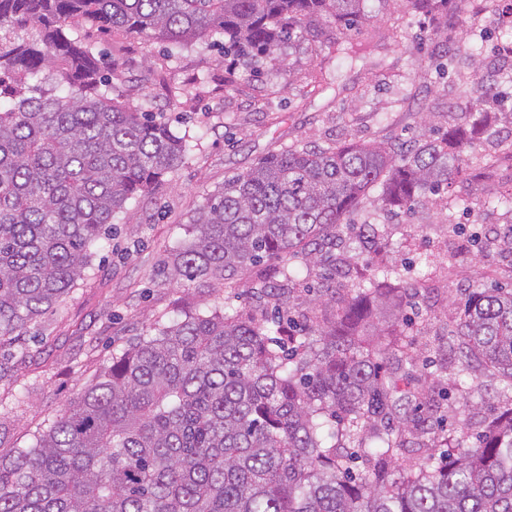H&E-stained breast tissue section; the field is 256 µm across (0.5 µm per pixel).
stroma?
<instances>
[{"label": "stroma", "mask_w": 512, "mask_h": 512, "mask_svg": "<svg viewBox=\"0 0 512 512\" xmlns=\"http://www.w3.org/2000/svg\"><path fill=\"white\" fill-rule=\"evenodd\" d=\"M366 12L375 39L355 64L316 57V48L335 41L339 32L313 16L302 38L282 43L256 71L231 64L201 42L176 48L152 37L102 32L80 20L70 24V37L90 42L111 62L113 98L134 106L150 98L158 121L191 141L177 173L151 199L128 202L116 216L111 237L95 249L89 282L78 283L24 336L0 345V367L11 377L0 386V455L30 447L113 355L154 327L190 310L231 314L255 306L249 270L225 286L196 281L179 287L163 276L171 247L189 238L188 217L226 178L289 146L392 145L425 130L442 133L465 125L479 78L492 84L493 96L512 102V86L493 81L500 16L485 0H452L444 38L435 35L432 15L413 14L407 0H366ZM402 23L422 39L394 52L389 35ZM170 84L192 92L169 100ZM487 124L490 136L469 151L477 165L450 193L430 196L411 213L391 218L382 215L377 191H369L350 216L344 238L358 243L360 225L374 222L378 245L346 277L302 271L295 311H333L335 297L367 278L371 264L387 263L420 289L415 327H427L444 342L453 328L446 310L465 289L511 286L512 250L498 240L512 226L511 211L460 208L452 228L440 217L448 194L476 202L512 187V157L499 147L512 138V115L489 109ZM462 382L452 371L435 385L438 412L449 422L466 419L482 426L491 412L511 405L500 381L479 373L471 381L473 405L464 407Z\"/></svg>", "instance_id": "35a3bbf8"}]
</instances>
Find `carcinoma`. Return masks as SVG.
<instances>
[{"mask_svg": "<svg viewBox=\"0 0 512 512\" xmlns=\"http://www.w3.org/2000/svg\"><path fill=\"white\" fill-rule=\"evenodd\" d=\"M410 4L441 14L448 0ZM312 14L346 31L368 21L365 0H0V344L89 279L114 216L188 151L144 106L109 96L103 61L67 38L68 23L179 47L218 35L245 60L291 40ZM29 25L39 41L20 37ZM367 48L346 36L328 54L353 63ZM482 106L479 94L466 128L408 147L289 146L261 158L194 209L169 283L226 285L277 258L282 280L260 276L250 291L290 308L295 261L349 274L343 229L369 190L385 212L406 213L467 170L488 134ZM393 274L372 268L336 299L333 319L304 333L291 317L195 311L137 339L31 447L0 456V512H512V406L473 447L466 421L446 429L433 416L450 364L494 376L512 403V288L465 294L454 361L431 370L401 312L378 348L358 341Z\"/></svg>", "mask_w": 512, "mask_h": 512, "instance_id": "carcinoma-1", "label": "carcinoma"}]
</instances>
